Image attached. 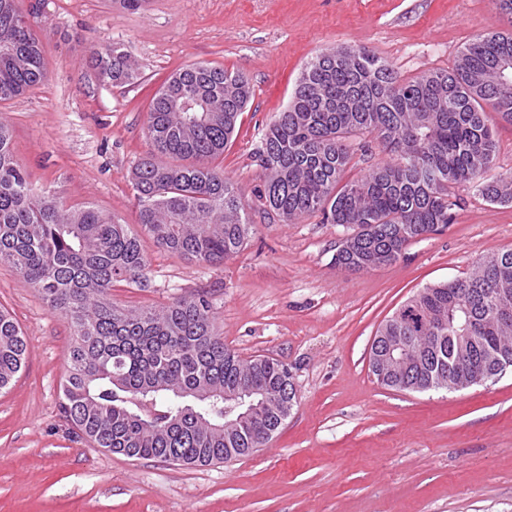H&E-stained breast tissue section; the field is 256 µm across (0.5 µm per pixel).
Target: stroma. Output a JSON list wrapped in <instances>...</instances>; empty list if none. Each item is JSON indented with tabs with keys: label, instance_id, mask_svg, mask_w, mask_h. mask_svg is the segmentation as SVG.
Instances as JSON below:
<instances>
[{
	"label": "stroma",
	"instance_id": "stroma-1",
	"mask_svg": "<svg viewBox=\"0 0 512 512\" xmlns=\"http://www.w3.org/2000/svg\"><path fill=\"white\" fill-rule=\"evenodd\" d=\"M41 35L46 78L0 103L17 161L36 191L137 224L130 173L150 150L148 107L164 80L197 62L241 73L254 94L224 150L253 232L221 263L144 239L148 284L124 282L115 306L161 308L205 295L212 326L241 357L287 365L298 404L251 455L207 466L136 459L76 437L59 411L70 321L0 264V309L27 357L0 391V512H512V373L448 392L381 386L373 338L421 288L471 273L512 248V205L478 184L450 189L448 228L410 242L396 262L354 271L334 256L346 227L259 210L256 160L274 116L321 51L365 47L409 80L451 69L474 35L512 32L494 0H23ZM124 44L138 79L115 87L88 66Z\"/></svg>",
	"mask_w": 512,
	"mask_h": 512
}]
</instances>
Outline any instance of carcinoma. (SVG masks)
Returning <instances> with one entry per match:
<instances>
[{
	"instance_id": "obj_1",
	"label": "carcinoma",
	"mask_w": 512,
	"mask_h": 512,
	"mask_svg": "<svg viewBox=\"0 0 512 512\" xmlns=\"http://www.w3.org/2000/svg\"><path fill=\"white\" fill-rule=\"evenodd\" d=\"M512 56L511 33H484L450 71L401 80L364 47L331 48L304 68L288 106L269 124L256 154L265 176L256 194L281 222L320 215L353 229L336 265L363 270L397 261L413 240L448 228L449 188L482 182L492 204H512V176L484 181L496 141L492 110L512 124V87L496 65ZM98 80H134L129 52L90 53ZM46 78L43 43L19 0H0V102ZM252 96L248 80L196 63L170 76L149 105L151 152L132 170L137 223L167 251L199 262L237 254L252 229L217 160ZM374 141L390 160L346 177L353 154ZM167 161H162V158ZM0 263L13 266L71 322L61 411L97 447L137 459L204 466L263 447L294 406L285 364L243 359L212 329L202 296L156 311L112 304L116 282L146 287L147 259L129 226L89 203L66 208L34 191L0 121ZM512 298V249L487 254L466 278L428 286L379 329L370 347L377 381L423 392L495 379L494 357L512 356V316L493 300ZM27 343L0 310V391L25 363ZM262 393L237 419L234 397Z\"/></svg>"
}]
</instances>
